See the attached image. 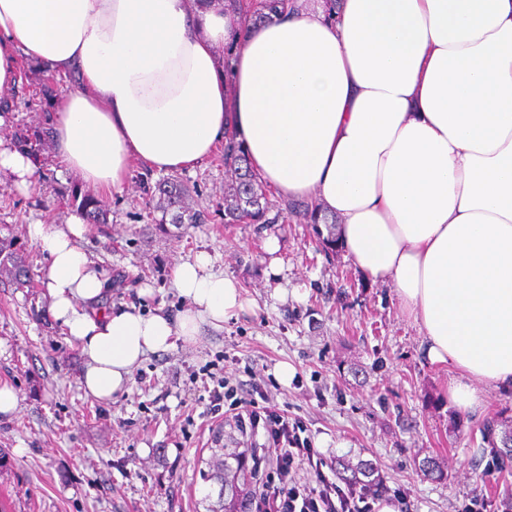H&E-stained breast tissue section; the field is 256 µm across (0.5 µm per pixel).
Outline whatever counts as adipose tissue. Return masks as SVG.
Returning <instances> with one entry per match:
<instances>
[{"instance_id":"ef3b65f1","label":"adipose tissue","mask_w":512,"mask_h":512,"mask_svg":"<svg viewBox=\"0 0 512 512\" xmlns=\"http://www.w3.org/2000/svg\"><path fill=\"white\" fill-rule=\"evenodd\" d=\"M297 2L243 33L224 0H0V90L23 59L76 76L51 136L95 191L121 192L136 161L194 168L232 130L281 197L336 215L347 257L393 286L429 360L451 366L453 401L479 406L475 381L512 385V0H341L332 17ZM15 120L0 108V175L26 190L37 165L7 135ZM85 231L80 213L27 227L86 396L111 400L149 354L247 304L201 252L175 271L177 318L96 310Z\"/></svg>"}]
</instances>
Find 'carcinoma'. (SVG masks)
Masks as SVG:
<instances>
[{"label":"carcinoma","mask_w":512,"mask_h":512,"mask_svg":"<svg viewBox=\"0 0 512 512\" xmlns=\"http://www.w3.org/2000/svg\"><path fill=\"white\" fill-rule=\"evenodd\" d=\"M294 7L293 0H224V15L233 19V24L246 30L256 28L270 22L279 10ZM224 165L228 166L233 181L224 194V223L226 224H266L267 213L277 208L280 213L298 217L306 224L314 225V231L323 249L327 252L336 251L335 233L336 219L319 215L318 204L305 200H282L277 207L268 197L267 184L248 164L242 145L230 134L224 140ZM155 192L162 200L163 214L170 220L160 219L158 225L166 223L182 224L184 220L197 222L199 214L188 213L185 205L187 188L175 179H164L154 186ZM72 197L77 208L87 215L90 223L104 221V211L99 199L91 192L78 187L72 189ZM325 229H320L319 225ZM11 265L10 272L20 285L29 281V269L14 252L6 251L0 242V265ZM483 440L490 448L492 458L501 467H512V446L502 447L495 438V421L488 420L483 424ZM342 467V480L348 484H372L376 482L377 469L370 461H360L355 465L337 462ZM208 480L219 485L217 499L210 504L209 512H246L249 489L245 457L231 450L219 455L211 473L205 475Z\"/></svg>","instance_id":"cac0c4a2"}]
</instances>
